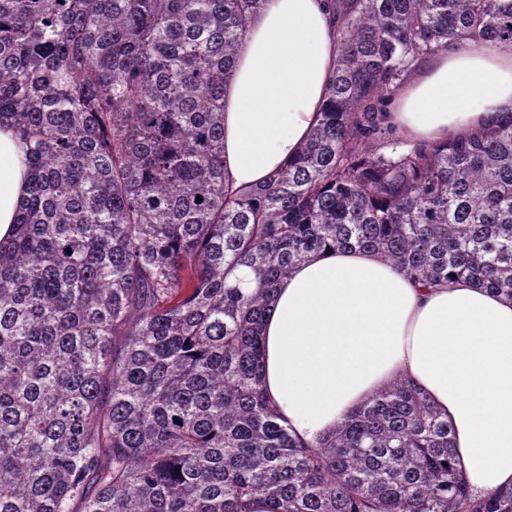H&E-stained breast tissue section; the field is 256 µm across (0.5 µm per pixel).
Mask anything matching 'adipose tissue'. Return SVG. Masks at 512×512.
Masks as SVG:
<instances>
[{
	"instance_id": "adipose-tissue-1",
	"label": "adipose tissue",
	"mask_w": 512,
	"mask_h": 512,
	"mask_svg": "<svg viewBox=\"0 0 512 512\" xmlns=\"http://www.w3.org/2000/svg\"><path fill=\"white\" fill-rule=\"evenodd\" d=\"M339 53L328 0H265L224 96V169L266 181L317 125ZM512 111V53L491 43L428 58L394 100L414 143L465 134ZM29 182L25 143L0 128V244ZM265 388L292 435L315 443L399 377L454 429L473 492L512 486V300L458 280L425 288L370 251L311 255L279 284L263 322Z\"/></svg>"
}]
</instances>
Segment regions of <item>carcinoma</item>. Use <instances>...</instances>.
Here are the masks:
<instances>
[{
	"label": "carcinoma",
	"instance_id": "obj_1",
	"mask_svg": "<svg viewBox=\"0 0 512 512\" xmlns=\"http://www.w3.org/2000/svg\"><path fill=\"white\" fill-rule=\"evenodd\" d=\"M262 3L0 0V126L31 167L0 245V512H512V487L472 494L408 378L294 439L259 333L326 249L512 299V112L423 145L384 121L425 59L512 51V0H336L319 124L234 188L224 90Z\"/></svg>",
	"mask_w": 512,
	"mask_h": 512
}]
</instances>
